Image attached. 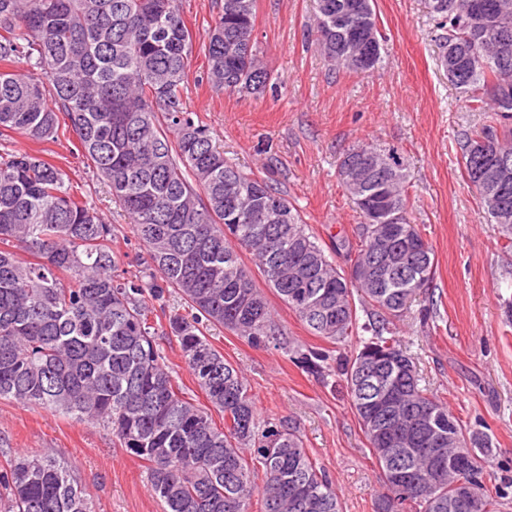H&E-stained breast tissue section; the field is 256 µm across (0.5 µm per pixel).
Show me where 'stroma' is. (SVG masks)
Instances as JSON below:
<instances>
[{
	"mask_svg": "<svg viewBox=\"0 0 512 512\" xmlns=\"http://www.w3.org/2000/svg\"><path fill=\"white\" fill-rule=\"evenodd\" d=\"M385 58L377 70H329L311 43L316 0H257L254 39L271 80L259 95L228 94L206 80L204 46L215 0H182L194 38L184 108L243 171L270 178L299 209L327 249L356 240L359 213L341 185L338 157L359 143L397 149L411 181L410 217L435 254L428 294L396 324L422 386L447 403L498 453L485 485L512 512V249L505 247L477 193L462 176L458 141L481 124L439 64L442 28L426 0H374ZM28 151L60 167L88 204L111 224L118 272L144 275L148 254L128 214L97 177L72 135L24 138L0 153ZM281 329L277 345L253 347L222 326L203 332L243 372L262 417L297 426L333 481L342 512H373L382 490L343 384L323 382L291 359L295 347L324 348L264 280H257ZM53 449L94 497L98 512H164L143 462L102 425L0 399V470L20 453Z\"/></svg>",
	"mask_w": 512,
	"mask_h": 512,
	"instance_id": "35a3bbf8",
	"label": "stroma"
}]
</instances>
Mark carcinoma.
Returning a JSON list of instances; mask_svg holds the SVG:
<instances>
[{"mask_svg": "<svg viewBox=\"0 0 512 512\" xmlns=\"http://www.w3.org/2000/svg\"><path fill=\"white\" fill-rule=\"evenodd\" d=\"M219 0L205 45L207 80L229 93L255 94L270 80L253 32L256 0ZM350 0H318L311 33L327 66L369 72L382 62H343L340 32L355 19ZM448 24L440 48L452 44L457 71L448 74L482 125L460 142L463 173L491 223L512 246V33L509 43L484 40L467 14L470 0H428ZM193 34L179 0H0V141L44 142L74 135L98 177L132 217L148 249V280L115 273L112 225L71 193L65 173L47 159L0 155V399L106 426L144 462L164 512H341L331 479L303 446L296 428L260 417L242 372L199 329L203 321L246 337L256 347L279 329L240 251L248 252L266 285L316 336L341 344L359 335L351 353L297 349L294 363L318 378L337 377L378 465L384 492L375 512H450L462 479L482 502L493 449L468 433L448 405L420 387L411 358L394 338V320L410 314L435 276L432 246L409 217L410 180L401 158L359 144L372 167L389 173L393 213L420 248L418 263L394 267L380 282L382 225L362 222L346 250L348 277L326 253L298 208L267 178L239 170L212 143L208 129L184 111ZM25 62L27 72L6 67ZM508 158L499 185L509 207L490 208L478 180L484 165L475 146ZM244 182L250 193L238 194ZM374 174L348 195L376 190ZM285 219L278 220V215ZM33 257L20 259L14 249ZM174 290L195 311L168 316L186 364L212 407L184 396L165 363L147 302ZM372 307L359 323L355 300ZM460 451L471 461L448 473ZM261 464L257 484L251 463ZM0 512H96L92 495L51 452L20 455L0 472Z\"/></svg>", "mask_w": 512, "mask_h": 512, "instance_id": "1", "label": "carcinoma"}]
</instances>
